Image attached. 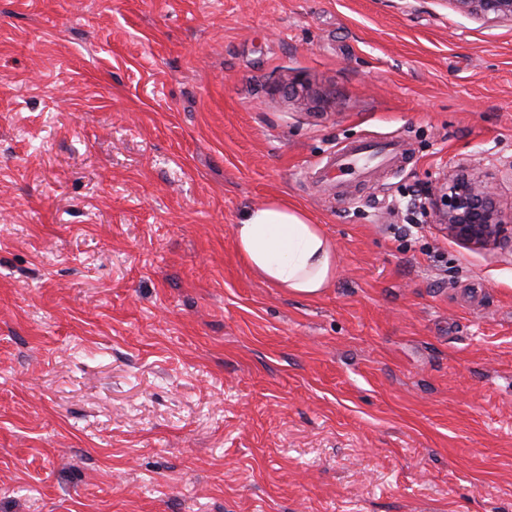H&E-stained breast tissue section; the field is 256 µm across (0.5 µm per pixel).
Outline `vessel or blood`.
Instances as JSON below:
<instances>
[{"instance_id": "vessel-or-blood-1", "label": "vessel or blood", "mask_w": 512, "mask_h": 512, "mask_svg": "<svg viewBox=\"0 0 512 512\" xmlns=\"http://www.w3.org/2000/svg\"><path fill=\"white\" fill-rule=\"evenodd\" d=\"M406 156L404 146L397 141L361 140L343 144L329 153L321 161V173L335 174L337 179L344 177H367L373 162L392 165Z\"/></svg>"}]
</instances>
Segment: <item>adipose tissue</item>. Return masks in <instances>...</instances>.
I'll use <instances>...</instances> for the list:
<instances>
[{"label": "adipose tissue", "instance_id": "ef3b65f1", "mask_svg": "<svg viewBox=\"0 0 512 512\" xmlns=\"http://www.w3.org/2000/svg\"><path fill=\"white\" fill-rule=\"evenodd\" d=\"M234 239L256 275L291 295L318 298L336 275L337 254L321 226L286 200L250 209L235 225Z\"/></svg>", "mask_w": 512, "mask_h": 512}]
</instances>
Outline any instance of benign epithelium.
Returning <instances> with one entry per match:
<instances>
[{
  "label": "benign epithelium",
  "instance_id": "obj_1",
  "mask_svg": "<svg viewBox=\"0 0 512 512\" xmlns=\"http://www.w3.org/2000/svg\"><path fill=\"white\" fill-rule=\"evenodd\" d=\"M466 15L512 22V0H450ZM429 204L448 235L474 247L497 246L507 239L512 215L497 204L495 187L479 172L448 177L430 194Z\"/></svg>",
  "mask_w": 512,
  "mask_h": 512
}]
</instances>
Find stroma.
I'll use <instances>...</instances> for the list:
<instances>
[{
	"mask_svg": "<svg viewBox=\"0 0 512 512\" xmlns=\"http://www.w3.org/2000/svg\"><path fill=\"white\" fill-rule=\"evenodd\" d=\"M403 166L336 194L338 143ZM512 23L450 0H0V512H512ZM284 197L316 299L238 257ZM406 157V149L398 141L361 140L343 144L320 160L319 173L327 176L336 174V181L344 177L365 178L373 170L371 163L379 160L378 165H392ZM429 204L448 235L474 247L512 242V213L507 218L497 204L495 187L479 172L448 177L430 194ZM508 219V221H506ZM510 227V236L506 233ZM234 239L256 275L291 295L316 299L336 276V250L321 226L284 199L250 209L235 224Z\"/></svg>",
	"mask_w": 512,
	"mask_h": 512,
	"instance_id": "stroma-1",
	"label": "stroma"
}]
</instances>
